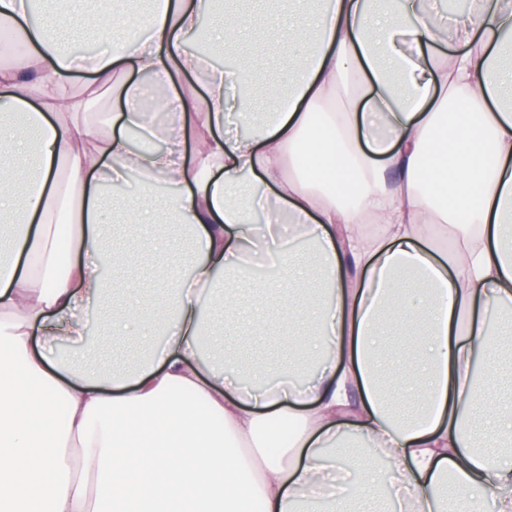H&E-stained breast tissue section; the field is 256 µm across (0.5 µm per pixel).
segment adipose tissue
I'll use <instances>...</instances> for the list:
<instances>
[{
  "label": "adipose tissue",
  "instance_id": "obj_1",
  "mask_svg": "<svg viewBox=\"0 0 512 512\" xmlns=\"http://www.w3.org/2000/svg\"><path fill=\"white\" fill-rule=\"evenodd\" d=\"M214 0H153L147 35L116 38L92 14L29 21L28 0H0V21L28 52L0 66V512H302L334 498L337 449L354 440L391 465L397 512H481L476 500L435 497L447 480L491 495L512 512V404L490 396L499 378L486 323L512 310V71L497 60L512 35V0H472L442 29L405 6L377 14L366 0H328L317 37L271 111L250 112L228 87L264 65L212 69L188 38ZM96 27L104 44L85 60L60 38ZM410 37L415 51L396 52ZM85 66L124 111L102 136L80 114L71 74ZM203 87L171 91L174 75ZM165 88L142 101L140 79ZM349 104L332 118L329 104ZM26 114L29 136L9 117ZM31 170L16 210L12 178ZM140 180L126 217L161 239L145 188H171V220L195 252L160 301L169 321L145 325L136 279L110 291L112 253L101 223L109 185ZM272 214L254 223L257 210ZM448 226L452 251L425 243ZM312 245L309 268L331 287L309 300L307 273L289 243ZM289 280L266 304L313 336L288 343L311 363L245 379L227 354L209 353L206 307L240 314L235 285L260 255ZM94 306L121 333L148 326L145 357L130 370L35 352L32 334L62 346L84 338L75 316ZM411 333L386 349L387 320ZM424 378L422 412L401 418V388L381 370ZM150 490H142V477Z\"/></svg>",
  "mask_w": 512,
  "mask_h": 512
}]
</instances>
